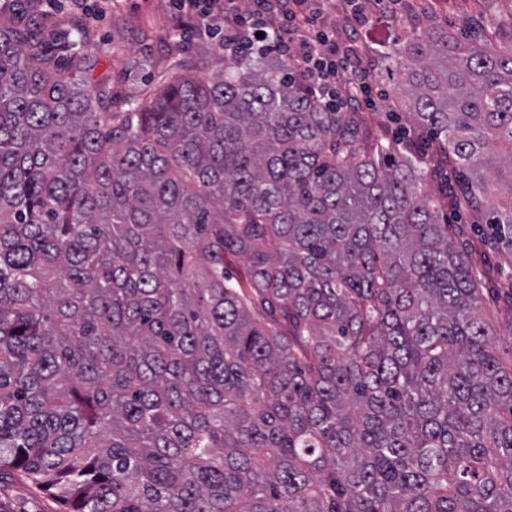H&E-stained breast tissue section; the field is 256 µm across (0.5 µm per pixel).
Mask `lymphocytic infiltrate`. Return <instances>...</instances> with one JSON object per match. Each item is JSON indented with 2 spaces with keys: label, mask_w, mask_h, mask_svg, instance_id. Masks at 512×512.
<instances>
[{
  "label": "lymphocytic infiltrate",
  "mask_w": 512,
  "mask_h": 512,
  "mask_svg": "<svg viewBox=\"0 0 512 512\" xmlns=\"http://www.w3.org/2000/svg\"><path fill=\"white\" fill-rule=\"evenodd\" d=\"M309 0H235L232 9H225L224 0H173L180 22L192 27L212 28L214 23L224 25L225 36H244L243 23L252 20L254 31L282 51L290 50L296 32L310 23ZM328 37L318 33L301 41L299 52H291L294 63L304 65L315 79L313 91L326 108L336 106L338 95L353 97L363 89L364 81L359 69H337L329 61L324 49Z\"/></svg>",
  "instance_id": "obj_1"
}]
</instances>
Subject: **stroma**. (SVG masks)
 Here are the masks:
<instances>
[{"instance_id": "35a3bbf8", "label": "stroma", "mask_w": 512, "mask_h": 512, "mask_svg": "<svg viewBox=\"0 0 512 512\" xmlns=\"http://www.w3.org/2000/svg\"><path fill=\"white\" fill-rule=\"evenodd\" d=\"M366 7L360 32L348 26L351 0H312L315 29L327 32L337 49L360 41L367 53L370 92L354 110L365 127L393 139L405 137L406 120L399 115L393 96L399 74L387 54L395 42L408 40L419 25L429 24L451 31L460 39L473 40L489 33L490 0H362ZM43 22L60 35L73 25L87 27L102 54L95 76L108 82L114 112L127 102L149 94L155 85L179 65L204 66L208 71L224 67L223 35L177 27L170 0H43ZM429 192L441 199L447 216L469 253V260L484 276L498 327L512 322V298L498 293L503 274L512 275V250L499 244L488 225L464 207L445 205V187L430 183ZM0 512H60L55 498L26 479L13 474L0 476Z\"/></svg>"}]
</instances>
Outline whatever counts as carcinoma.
<instances>
[{
    "label": "carcinoma",
    "mask_w": 512,
    "mask_h": 512,
    "mask_svg": "<svg viewBox=\"0 0 512 512\" xmlns=\"http://www.w3.org/2000/svg\"><path fill=\"white\" fill-rule=\"evenodd\" d=\"M72 38L0 15V474L63 512H512V332L422 191L512 248V37L394 48L429 156L245 41L106 112Z\"/></svg>",
    "instance_id": "carcinoma-1"
}]
</instances>
